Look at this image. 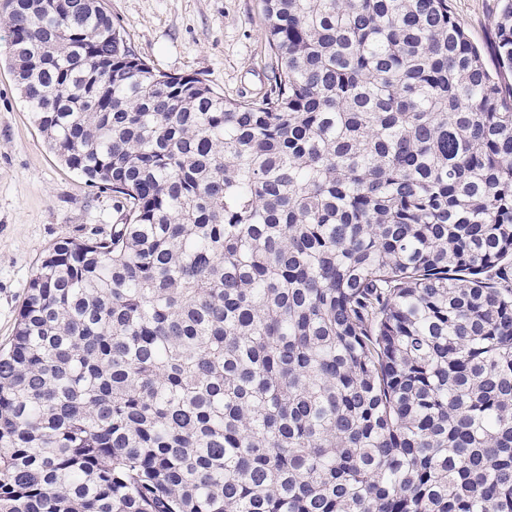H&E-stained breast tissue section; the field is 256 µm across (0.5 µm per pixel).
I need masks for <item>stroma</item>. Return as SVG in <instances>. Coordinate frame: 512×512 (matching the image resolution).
Wrapping results in <instances>:
<instances>
[{
  "instance_id": "1",
  "label": "stroma",
  "mask_w": 512,
  "mask_h": 512,
  "mask_svg": "<svg viewBox=\"0 0 512 512\" xmlns=\"http://www.w3.org/2000/svg\"><path fill=\"white\" fill-rule=\"evenodd\" d=\"M470 40L490 50L499 0H451ZM134 52L160 70L194 75L231 101L266 92L277 60L260 0H107ZM122 205L89 186L45 143L6 62H0V344L13 335L28 282L57 242L110 231Z\"/></svg>"
}]
</instances>
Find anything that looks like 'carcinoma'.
<instances>
[{
  "label": "carcinoma",
  "instance_id": "1",
  "mask_svg": "<svg viewBox=\"0 0 512 512\" xmlns=\"http://www.w3.org/2000/svg\"><path fill=\"white\" fill-rule=\"evenodd\" d=\"M48 147L123 199L0 348V512H512V0H261L259 99L8 0ZM500 0H451L455 17L470 40L483 48L488 64L492 63L491 44Z\"/></svg>",
  "mask_w": 512,
  "mask_h": 512
}]
</instances>
